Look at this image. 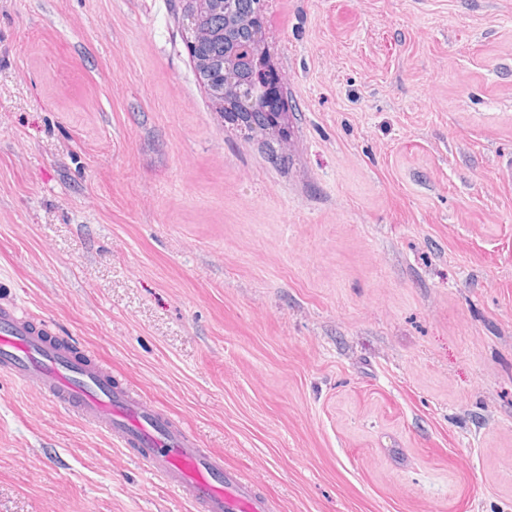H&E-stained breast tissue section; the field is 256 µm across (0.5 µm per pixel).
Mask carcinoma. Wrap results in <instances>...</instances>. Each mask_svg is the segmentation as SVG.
Returning <instances> with one entry per match:
<instances>
[{
	"label": "carcinoma",
	"mask_w": 512,
	"mask_h": 512,
	"mask_svg": "<svg viewBox=\"0 0 512 512\" xmlns=\"http://www.w3.org/2000/svg\"><path fill=\"white\" fill-rule=\"evenodd\" d=\"M257 0H208L206 10L197 12L194 0H186L182 11V26L190 35L187 41L196 80L205 89L216 111L231 124L247 131V134H270L278 122L274 111L267 106L257 90L249 85V69L246 63L234 61L233 49L239 45L264 40L263 32L254 29L251 19ZM202 23L211 32V38L197 41L194 27ZM235 65L240 83L222 88L220 75L225 66Z\"/></svg>",
	"instance_id": "carcinoma-1"
}]
</instances>
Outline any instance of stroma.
I'll return each mask as SVG.
<instances>
[{
    "instance_id": "1",
    "label": "stroma",
    "mask_w": 512,
    "mask_h": 512,
    "mask_svg": "<svg viewBox=\"0 0 512 512\" xmlns=\"http://www.w3.org/2000/svg\"><path fill=\"white\" fill-rule=\"evenodd\" d=\"M182 0H0V301L273 512H512V0H265L288 135ZM0 512H195L0 377ZM206 1L208 4L203 13H197L198 9L193 0L186 1L182 11L183 30L190 34V40L187 37V45L196 80L205 89L216 112H221L229 123L244 128L247 135L251 136L257 133H275L274 128L278 122L273 115L279 110H268L257 90L247 86L249 69L245 62H249L252 84L261 87L269 81L273 67L269 57L264 53L263 30L258 32L251 23L257 0H230L227 9L224 8L225 0ZM199 23L208 27L211 32L210 39L197 41L208 37V31L201 27L195 28L194 34L193 28ZM258 35L263 45H252L258 39ZM248 43L251 45L234 53L244 55L245 62L235 63L240 84L224 87L222 91L220 75L224 73L226 65L234 63L233 49ZM220 101H224L230 111L219 108Z\"/></svg>"
}]
</instances>
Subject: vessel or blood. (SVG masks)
<instances>
[{
    "label": "vessel or blood",
    "mask_w": 512,
    "mask_h": 512,
    "mask_svg": "<svg viewBox=\"0 0 512 512\" xmlns=\"http://www.w3.org/2000/svg\"><path fill=\"white\" fill-rule=\"evenodd\" d=\"M0 374L37 387L49 400L76 412L97 433L113 437L133 457L204 512H270L259 485L225 469L164 410L128 389L90 352L77 349L48 325L0 304Z\"/></svg>",
    "instance_id": "b4317fda"
}]
</instances>
